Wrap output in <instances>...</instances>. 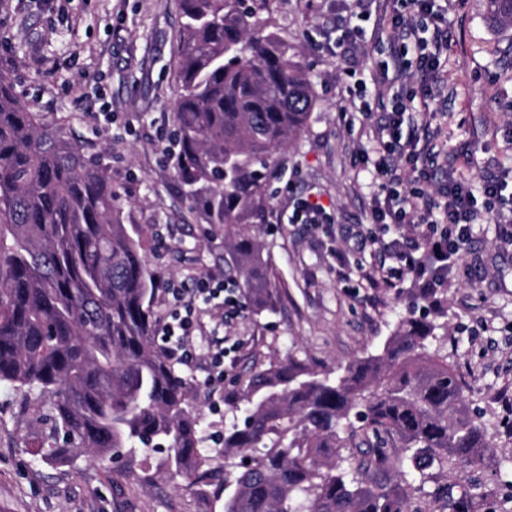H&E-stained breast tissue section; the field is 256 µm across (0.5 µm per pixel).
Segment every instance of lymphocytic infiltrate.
Listing matches in <instances>:
<instances>
[{"label":"lymphocytic infiltrate","instance_id":"lymphocytic-infiltrate-1","mask_svg":"<svg viewBox=\"0 0 512 512\" xmlns=\"http://www.w3.org/2000/svg\"><path fill=\"white\" fill-rule=\"evenodd\" d=\"M396 10L391 17L395 38L405 40L417 36L418 21L432 25V38L420 42L416 69L421 80H439L441 53L448 46L446 17L433 9V0H395ZM407 106L402 96H395L389 122L385 127L388 139L381 151L363 153L364 162L372 164L378 175L387 179L384 205L375 207L372 219L377 224H409L413 234L392 240L370 234L366 243L382 253L385 264L378 271L384 282L411 277L421 295L442 288L451 281L460 260V251L470 237L478 211L467 182L449 178L436 195L418 192L401 194L402 180L394 172V156L403 152L410 164H417L415 152L405 151L398 136ZM169 313L160 324V334L167 340L169 356L182 363L192 362L194 337L205 335L206 319L223 322L225 314L236 313L239 300L235 289L225 287L222 280L204 274L193 288L186 289L172 280H164Z\"/></svg>","mask_w":512,"mask_h":512}]
</instances>
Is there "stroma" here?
<instances>
[{"instance_id":"35a3bbf8","label":"stroma","mask_w":512,"mask_h":512,"mask_svg":"<svg viewBox=\"0 0 512 512\" xmlns=\"http://www.w3.org/2000/svg\"><path fill=\"white\" fill-rule=\"evenodd\" d=\"M393 0H374L370 18L352 0H270L269 29L297 45L318 98L306 132L268 162L264 223L252 231L269 254L274 311L243 307L225 318L224 380L211 385L206 340L185 367L207 433L230 424L235 397L270 361L294 357L334 369L378 349L416 302L411 279L370 282L378 258L361 247L380 181L359 163L378 148L369 131L391 109L402 81H378L397 45L384 24ZM179 0H0V68L49 121L70 120L87 155L108 166L126 223L151 240L150 269L192 285L204 272L232 282L224 227L181 197L168 157L179 81L174 57ZM446 83L433 101L417 96L403 133L428 129L441 148L432 193L455 173L472 189L504 183L494 210L481 213L445 290L448 361L485 422L502 481L512 480V28L493 27L485 0H449ZM370 112H362V105ZM325 207L321 224H299L305 199ZM345 252V267L336 264ZM41 404L22 406L0 382V512H224V474L238 458L216 457L210 480L172 478L165 455L123 454L115 462L76 453L47 464L35 450L49 432Z\"/></svg>"}]
</instances>
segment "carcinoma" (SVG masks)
Wrapping results in <instances>:
<instances>
[{
  "instance_id": "obj_1",
  "label": "carcinoma",
  "mask_w": 512,
  "mask_h": 512,
  "mask_svg": "<svg viewBox=\"0 0 512 512\" xmlns=\"http://www.w3.org/2000/svg\"><path fill=\"white\" fill-rule=\"evenodd\" d=\"M251 2L180 0L174 170L188 201L224 225L261 313L276 301L271 272L240 226L264 212L262 169L306 130L316 97L295 46L267 31L268 0ZM487 14L511 27L512 0H487ZM144 251L107 167L0 71V381L45 402L42 460L79 449L103 460L151 436L173 477L193 484L212 476L213 456L199 450L191 382L157 342ZM447 336L411 310L380 351L335 374L290 357L251 375L243 421L221 439L223 455L251 456L224 477V512H485L494 491L463 485L464 473L499 475L501 462L443 353Z\"/></svg>"
}]
</instances>
